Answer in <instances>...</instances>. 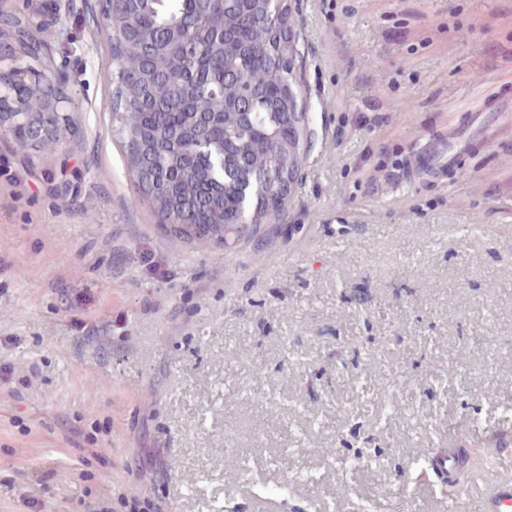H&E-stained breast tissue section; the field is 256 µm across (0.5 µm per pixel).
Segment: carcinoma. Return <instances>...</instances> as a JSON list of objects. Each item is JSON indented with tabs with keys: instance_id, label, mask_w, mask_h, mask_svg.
Returning <instances> with one entry per match:
<instances>
[{
	"instance_id": "obj_1",
	"label": "carcinoma",
	"mask_w": 512,
	"mask_h": 512,
	"mask_svg": "<svg viewBox=\"0 0 512 512\" xmlns=\"http://www.w3.org/2000/svg\"><path fill=\"white\" fill-rule=\"evenodd\" d=\"M268 0H116L112 27V117L130 180L166 231L187 242L217 231L223 243L249 236L287 207L300 164L303 128L288 125L298 104L294 58ZM22 20L0 17L16 33L11 57L22 68L42 55ZM68 97L46 81L34 90L0 74V113ZM191 112H208L195 136ZM255 187L243 215L242 182Z\"/></svg>"
}]
</instances>
